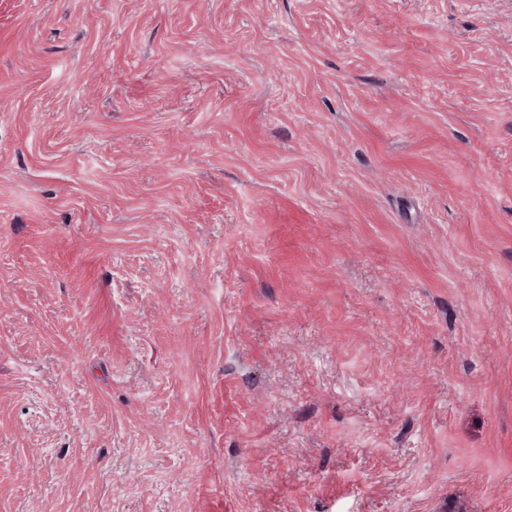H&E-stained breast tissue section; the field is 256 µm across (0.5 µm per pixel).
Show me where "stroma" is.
Returning a JSON list of instances; mask_svg holds the SVG:
<instances>
[{
  "label": "stroma",
  "instance_id": "35a3bbf8",
  "mask_svg": "<svg viewBox=\"0 0 512 512\" xmlns=\"http://www.w3.org/2000/svg\"><path fill=\"white\" fill-rule=\"evenodd\" d=\"M0 512H512V0H0Z\"/></svg>",
  "mask_w": 512,
  "mask_h": 512
}]
</instances>
